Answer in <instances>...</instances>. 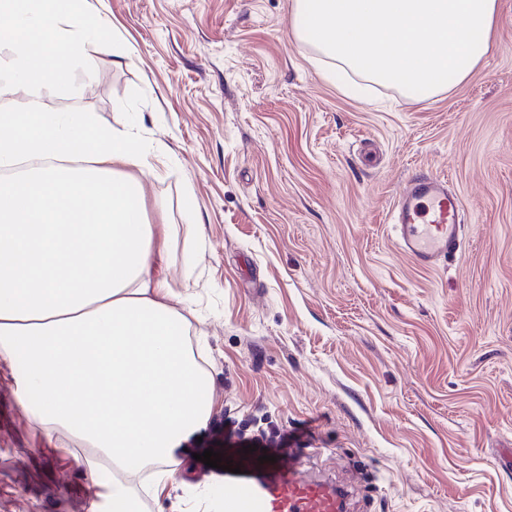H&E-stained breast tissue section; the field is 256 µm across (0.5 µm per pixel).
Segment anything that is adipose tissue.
<instances>
[{
  "label": "adipose tissue",
  "mask_w": 512,
  "mask_h": 512,
  "mask_svg": "<svg viewBox=\"0 0 512 512\" xmlns=\"http://www.w3.org/2000/svg\"><path fill=\"white\" fill-rule=\"evenodd\" d=\"M497 0H296L292 32L336 60L419 99L463 83L495 47ZM12 27L0 76L26 91L0 113V165L54 161L0 178V365L15 370L13 406L49 445L72 437L91 487L87 512H142L133 475L162 464L164 487L183 441L213 407L210 376L185 345L190 324L156 272L164 245L147 222L140 181L148 150L137 122L93 127L47 112L40 90L115 33L91 0H0Z\"/></svg>",
  "instance_id": "1"
}]
</instances>
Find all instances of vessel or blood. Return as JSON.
<instances>
[{
    "instance_id": "b4317fda",
    "label": "vessel or blood",
    "mask_w": 512,
    "mask_h": 512,
    "mask_svg": "<svg viewBox=\"0 0 512 512\" xmlns=\"http://www.w3.org/2000/svg\"><path fill=\"white\" fill-rule=\"evenodd\" d=\"M462 205L446 177L412 173L391 209L394 244L415 265L433 268L461 247ZM263 449H225L226 470L211 469L207 478L218 494L212 512H347L343 492L331 481L307 474L295 449L276 450L275 461Z\"/></svg>"
}]
</instances>
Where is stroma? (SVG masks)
<instances>
[{"label": "stroma", "mask_w": 512, "mask_h": 512, "mask_svg": "<svg viewBox=\"0 0 512 512\" xmlns=\"http://www.w3.org/2000/svg\"><path fill=\"white\" fill-rule=\"evenodd\" d=\"M295 0H102L117 38L90 47L46 111L152 145L130 169L159 264L199 317L214 390L148 512H186L216 427L286 430L357 512H512V0L495 49L427 100L349 78L290 31ZM416 169L463 203L456 257L425 270L388 215ZM193 234H186V226ZM0 367V512H86L87 482L12 408Z\"/></svg>", "instance_id": "obj_1"}]
</instances>
